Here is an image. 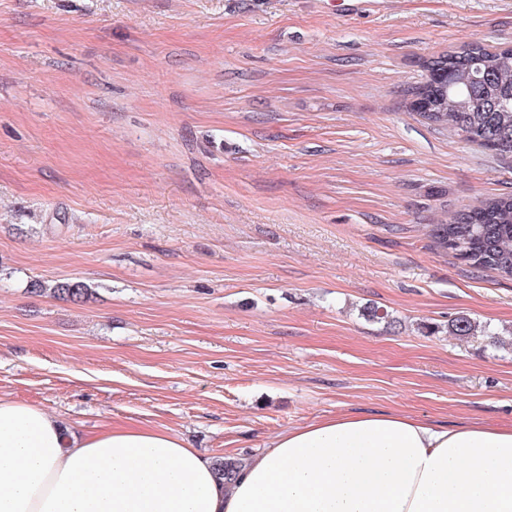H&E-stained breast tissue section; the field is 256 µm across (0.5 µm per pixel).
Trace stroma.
Returning a JSON list of instances; mask_svg holds the SVG:
<instances>
[{"label": "stroma", "instance_id": "obj_1", "mask_svg": "<svg viewBox=\"0 0 512 512\" xmlns=\"http://www.w3.org/2000/svg\"><path fill=\"white\" fill-rule=\"evenodd\" d=\"M467 43L512 47V0H0V397L215 460L341 412L512 426V279L431 236L512 155L405 96ZM29 290L30 293L33 294H44L49 292L60 299L70 301L87 300L93 295L92 288L85 282L77 279L53 281L52 283L34 280L31 281Z\"/></svg>", "mask_w": 512, "mask_h": 512}]
</instances>
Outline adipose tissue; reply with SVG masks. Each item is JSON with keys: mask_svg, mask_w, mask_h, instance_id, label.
Here are the masks:
<instances>
[{"mask_svg": "<svg viewBox=\"0 0 512 512\" xmlns=\"http://www.w3.org/2000/svg\"><path fill=\"white\" fill-rule=\"evenodd\" d=\"M0 512H512V426L340 413L279 434L227 481L170 430L81 435L0 398Z\"/></svg>", "mask_w": 512, "mask_h": 512, "instance_id": "1", "label": "adipose tissue"}]
</instances>
